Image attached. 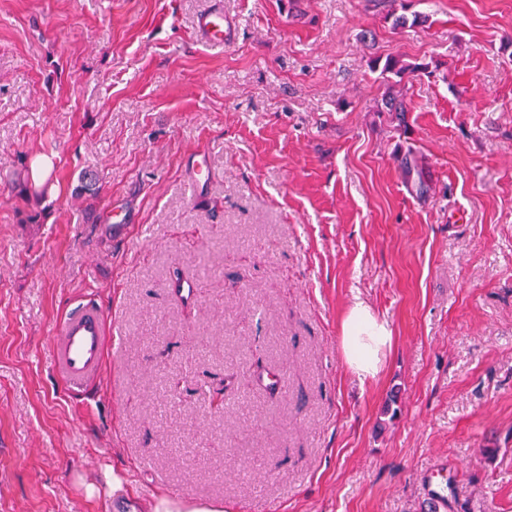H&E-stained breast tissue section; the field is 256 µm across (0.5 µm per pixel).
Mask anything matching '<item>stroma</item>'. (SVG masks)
I'll return each instance as SVG.
<instances>
[{
  "label": "stroma",
  "mask_w": 512,
  "mask_h": 512,
  "mask_svg": "<svg viewBox=\"0 0 512 512\" xmlns=\"http://www.w3.org/2000/svg\"><path fill=\"white\" fill-rule=\"evenodd\" d=\"M43 151L44 196L0 183V512H422L432 473L512 512V0H0V171ZM86 294L117 342L82 400L49 345ZM357 295L392 329L366 382ZM196 31L202 40L210 46L227 47L235 41V29L224 18V10L211 6L197 18ZM340 344L347 368L362 381H371L380 372L392 331L371 308L357 300L346 311L340 327ZM150 512H222L224 510L222 505H199V504H186L184 506L173 505L166 497H159L151 507Z\"/></svg>",
  "instance_id": "obj_1"
}]
</instances>
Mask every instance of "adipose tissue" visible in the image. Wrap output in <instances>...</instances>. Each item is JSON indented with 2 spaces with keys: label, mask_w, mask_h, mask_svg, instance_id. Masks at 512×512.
<instances>
[{
  "label": "adipose tissue",
  "mask_w": 512,
  "mask_h": 512,
  "mask_svg": "<svg viewBox=\"0 0 512 512\" xmlns=\"http://www.w3.org/2000/svg\"><path fill=\"white\" fill-rule=\"evenodd\" d=\"M340 344L347 368L360 380L370 381L380 372L392 331L363 301H355L346 311L340 327Z\"/></svg>",
  "instance_id": "obj_1"
}]
</instances>
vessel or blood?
<instances>
[{
    "label": "vessel or blood",
    "instance_id": "obj_1",
    "mask_svg": "<svg viewBox=\"0 0 512 512\" xmlns=\"http://www.w3.org/2000/svg\"><path fill=\"white\" fill-rule=\"evenodd\" d=\"M196 31L205 43L221 48L232 45L236 36L223 10L215 6L200 13ZM107 345L104 311L93 298L81 300L55 324L50 342L53 364L70 394H87L101 371Z\"/></svg>",
    "mask_w": 512,
    "mask_h": 512
}]
</instances>
